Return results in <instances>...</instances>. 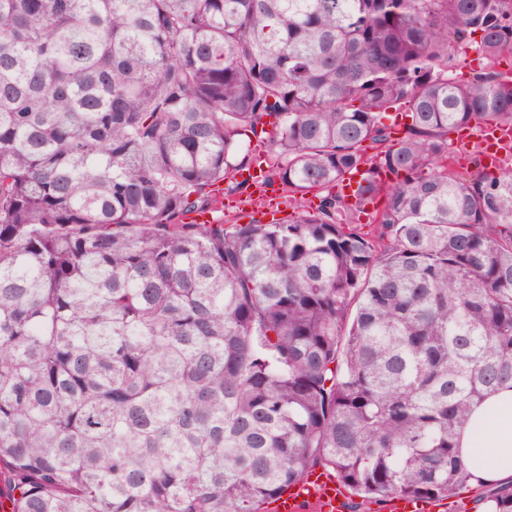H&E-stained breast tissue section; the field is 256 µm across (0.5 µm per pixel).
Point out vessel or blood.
<instances>
[{"mask_svg": "<svg viewBox=\"0 0 512 512\" xmlns=\"http://www.w3.org/2000/svg\"><path fill=\"white\" fill-rule=\"evenodd\" d=\"M479 136L483 144V157L488 164H497L499 152L512 144V128L496 123L482 127ZM237 178L246 186L255 188L260 199H268L270 188L265 182V172L259 165H251L238 172ZM346 494L335 477L322 469L315 470L301 483L290 485L278 497L275 512H345ZM388 512H445L444 502L414 501L405 497L392 498Z\"/></svg>", "mask_w": 512, "mask_h": 512, "instance_id": "obj_1", "label": "vessel or blood"}]
</instances>
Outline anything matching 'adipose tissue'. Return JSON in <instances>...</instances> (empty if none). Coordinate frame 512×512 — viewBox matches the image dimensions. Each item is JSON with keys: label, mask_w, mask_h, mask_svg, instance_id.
Wrapping results in <instances>:
<instances>
[{"label": "adipose tissue", "mask_w": 512, "mask_h": 512, "mask_svg": "<svg viewBox=\"0 0 512 512\" xmlns=\"http://www.w3.org/2000/svg\"><path fill=\"white\" fill-rule=\"evenodd\" d=\"M459 445L475 458L478 479L490 484L512 482V388L475 403Z\"/></svg>", "instance_id": "1"}]
</instances>
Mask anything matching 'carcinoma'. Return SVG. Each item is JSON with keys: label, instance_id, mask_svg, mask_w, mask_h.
Listing matches in <instances>:
<instances>
[{"label": "carcinoma", "instance_id": "cac0c4a2", "mask_svg": "<svg viewBox=\"0 0 512 512\" xmlns=\"http://www.w3.org/2000/svg\"><path fill=\"white\" fill-rule=\"evenodd\" d=\"M507 53L512 0H0L11 512L472 485L458 434L512 388V164L461 172L448 134L512 126ZM253 136L295 219L184 221Z\"/></svg>", "mask_w": 512, "mask_h": 512}]
</instances>
